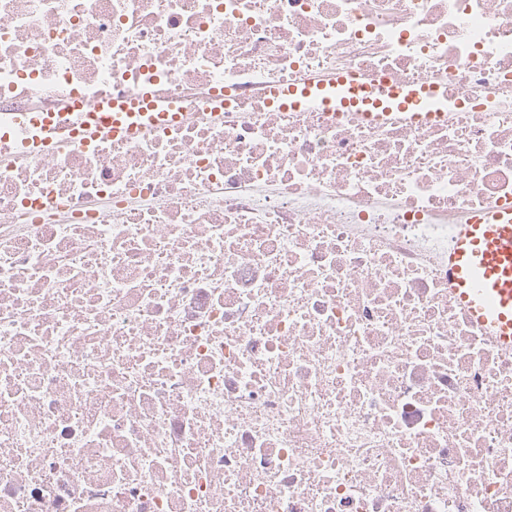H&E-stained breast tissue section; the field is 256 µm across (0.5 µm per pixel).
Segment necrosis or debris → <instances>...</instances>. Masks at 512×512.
<instances>
[{
  "instance_id": "necrosis-or-debris-1",
  "label": "necrosis or debris",
  "mask_w": 512,
  "mask_h": 512,
  "mask_svg": "<svg viewBox=\"0 0 512 512\" xmlns=\"http://www.w3.org/2000/svg\"><path fill=\"white\" fill-rule=\"evenodd\" d=\"M341 77L481 103L270 102ZM133 93L178 119L13 123ZM0 124V512H512V350L448 290L512 0H0Z\"/></svg>"
}]
</instances>
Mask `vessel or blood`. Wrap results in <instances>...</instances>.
Returning a JSON list of instances; mask_svg holds the SVG:
<instances>
[{"label":"vessel or blood","instance_id":"obj_1","mask_svg":"<svg viewBox=\"0 0 512 512\" xmlns=\"http://www.w3.org/2000/svg\"><path fill=\"white\" fill-rule=\"evenodd\" d=\"M289 107L311 100L329 109L367 104L365 89L354 81L309 82L280 90ZM388 107L403 111L405 119L421 120L422 110H440L442 98L409 86L387 88ZM140 111L76 112L72 132L87 137H129L147 125L166 119L155 102L143 98ZM448 287L471 321L506 349H512V201L471 213L467 223L453 227L448 247Z\"/></svg>","mask_w":512,"mask_h":512}]
</instances>
